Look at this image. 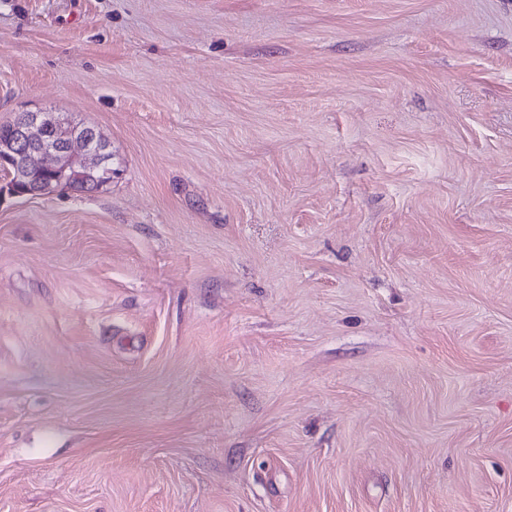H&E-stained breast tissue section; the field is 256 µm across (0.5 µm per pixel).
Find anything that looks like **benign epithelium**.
I'll list each match as a JSON object with an SVG mask.
<instances>
[{"label":"benign epithelium","mask_w":512,"mask_h":512,"mask_svg":"<svg viewBox=\"0 0 512 512\" xmlns=\"http://www.w3.org/2000/svg\"><path fill=\"white\" fill-rule=\"evenodd\" d=\"M86 125H74L59 112H24L13 123L9 153L23 159L24 179L14 180L20 196H43L58 190L53 175L72 167L75 176L96 169L110 157V144Z\"/></svg>","instance_id":"obj_1"}]
</instances>
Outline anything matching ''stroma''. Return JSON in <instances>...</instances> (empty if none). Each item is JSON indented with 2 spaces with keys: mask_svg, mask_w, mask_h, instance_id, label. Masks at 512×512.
<instances>
[{
  "mask_svg": "<svg viewBox=\"0 0 512 512\" xmlns=\"http://www.w3.org/2000/svg\"><path fill=\"white\" fill-rule=\"evenodd\" d=\"M0 512H512V0H0ZM86 129H91L89 137L83 133ZM12 131L8 151L10 156L22 157L26 174L12 184L18 196H43L59 187L85 191V183L77 178H83L84 170L99 168L110 157V144L96 128L74 125L59 112H24L14 121ZM63 131L67 133L61 134ZM69 166L77 178L71 168L61 169ZM111 168L112 160L105 163L98 178L107 180ZM59 169L58 187L53 175Z\"/></svg>",
  "mask_w": 512,
  "mask_h": 512,
  "instance_id": "1",
  "label": "stroma"
}]
</instances>
